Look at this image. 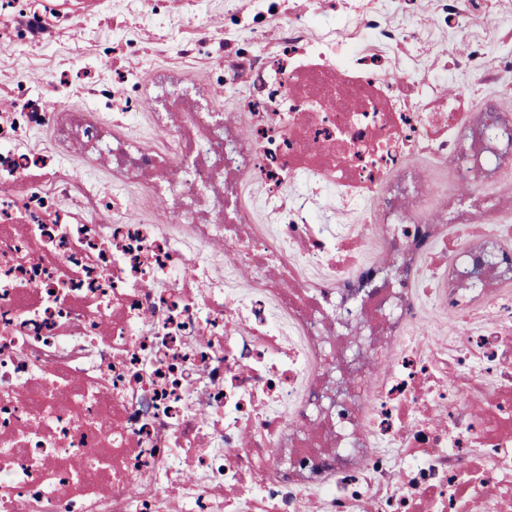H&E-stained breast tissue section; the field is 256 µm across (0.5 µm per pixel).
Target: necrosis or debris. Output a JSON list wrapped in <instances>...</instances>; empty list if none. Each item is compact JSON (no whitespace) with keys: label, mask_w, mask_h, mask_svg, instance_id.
Instances as JSON below:
<instances>
[{"label":"necrosis or debris","mask_w":512,"mask_h":512,"mask_svg":"<svg viewBox=\"0 0 512 512\" xmlns=\"http://www.w3.org/2000/svg\"><path fill=\"white\" fill-rule=\"evenodd\" d=\"M350 2L0 0V512H512V0ZM1 57L3 59H8L12 63V68L18 69L25 75L40 76L43 72L52 70L60 59H67L69 54L64 48H61L56 56L35 63L32 61L29 62L27 57L18 56L10 53L9 51L0 52V58Z\"/></svg>","instance_id":"4bbe7bcc"}]
</instances>
